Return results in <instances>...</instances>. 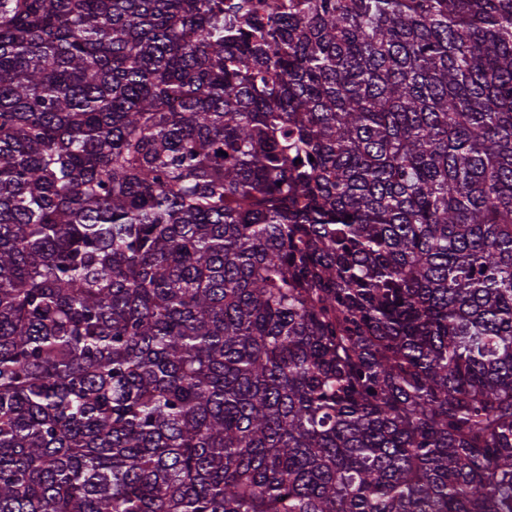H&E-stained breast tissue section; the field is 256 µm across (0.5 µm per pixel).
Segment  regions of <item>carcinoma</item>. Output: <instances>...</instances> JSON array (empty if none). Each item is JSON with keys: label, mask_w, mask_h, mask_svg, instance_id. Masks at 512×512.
Listing matches in <instances>:
<instances>
[{"label": "carcinoma", "mask_w": 512, "mask_h": 512, "mask_svg": "<svg viewBox=\"0 0 512 512\" xmlns=\"http://www.w3.org/2000/svg\"><path fill=\"white\" fill-rule=\"evenodd\" d=\"M0 512H512V0H0Z\"/></svg>", "instance_id": "carcinoma-1"}]
</instances>
